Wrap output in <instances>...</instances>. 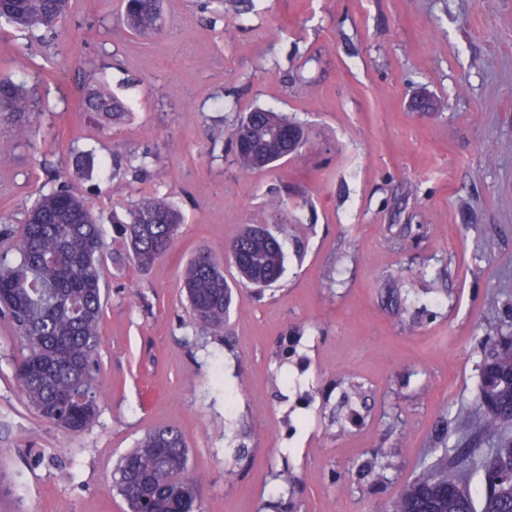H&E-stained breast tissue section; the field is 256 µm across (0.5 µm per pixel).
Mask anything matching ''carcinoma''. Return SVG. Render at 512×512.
I'll use <instances>...</instances> for the list:
<instances>
[{"label":"carcinoma","mask_w":512,"mask_h":512,"mask_svg":"<svg viewBox=\"0 0 512 512\" xmlns=\"http://www.w3.org/2000/svg\"><path fill=\"white\" fill-rule=\"evenodd\" d=\"M161 3L122 0V24L142 40L161 36ZM69 11L70 0H0V22L53 35ZM33 107L25 81L0 77V112L14 121L17 135H29L23 117ZM82 110L115 122L130 114L128 106L100 82L88 87ZM307 140L302 125L272 108L251 110L230 132L236 162L252 173L298 153ZM112 221L124 225L131 257L147 269L167 254L184 217L167 196L156 193L141 196L126 209L125 217L115 215ZM16 250L15 261L0 258V313L11 319L27 348L15 365L16 377L45 420L80 434L94 423L99 410L95 353L105 303L103 241L87 198L64 182L40 195L22 226ZM231 260L240 277L259 289L278 281L284 272L278 237L259 225L247 224L236 234ZM182 281L196 323L214 336L223 335L233 292L221 262L201 251L187 263ZM488 363L502 383L487 384ZM465 420L493 446L492 456L475 465L471 475L483 482L493 467L512 469V436L507 434L512 426V346H501L491 361H482L477 402ZM390 467L384 456L374 455L358 472L370 484L384 486ZM200 484L186 439L172 428L148 433L121 458L113 474V485L128 512H200ZM378 512H475V506L443 456ZM482 512H512V490L485 487Z\"/></svg>","instance_id":"1"}]
</instances>
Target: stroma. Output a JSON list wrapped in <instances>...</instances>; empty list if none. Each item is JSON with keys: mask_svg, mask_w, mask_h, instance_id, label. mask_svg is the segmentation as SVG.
<instances>
[{"mask_svg": "<svg viewBox=\"0 0 512 512\" xmlns=\"http://www.w3.org/2000/svg\"><path fill=\"white\" fill-rule=\"evenodd\" d=\"M71 5L49 45L0 26V73L21 78L29 45L56 84L26 113L29 137L0 115L12 229L0 253L58 182L100 216L101 404L77 435L45 421L15 377L24 342L0 317V512H125L112 470L157 427L184 432L202 512H266L285 466L290 512H376L442 449L481 503L467 454L479 441L458 411L512 321V0H163L166 32L151 41L119 24L120 0ZM88 77L130 104L128 119L81 111ZM418 94L438 112L413 111ZM257 107L292 115L309 140L247 173L228 139ZM84 152L103 162L90 179L74 167ZM149 192L185 222L143 270L112 216ZM246 224L285 254L260 297L231 261ZM201 250L234 291L221 336L185 310L182 269ZM294 334L287 387L275 352ZM378 448L393 462L382 494L354 475Z\"/></svg>", "mask_w": 512, "mask_h": 512, "instance_id": "stroma-1", "label": "stroma"}]
</instances>
